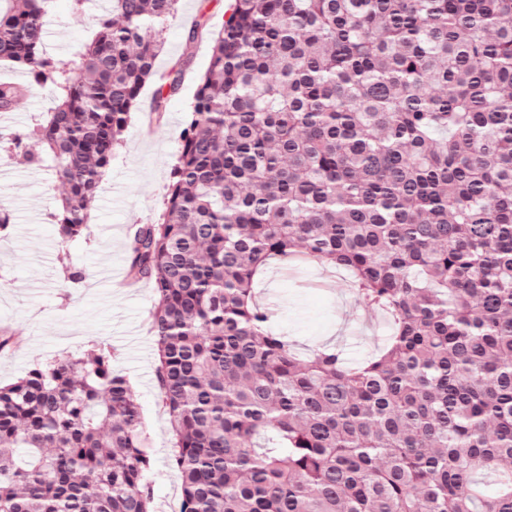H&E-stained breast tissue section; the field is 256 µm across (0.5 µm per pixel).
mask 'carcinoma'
Wrapping results in <instances>:
<instances>
[{
	"instance_id": "obj_1",
	"label": "carcinoma",
	"mask_w": 512,
	"mask_h": 512,
	"mask_svg": "<svg viewBox=\"0 0 512 512\" xmlns=\"http://www.w3.org/2000/svg\"><path fill=\"white\" fill-rule=\"evenodd\" d=\"M49 0H0V61L51 86L33 129L90 206L178 0H112L78 58L44 52ZM207 36L159 220L128 275L152 283L159 397L180 512H512V0H234ZM20 85L0 83V112ZM348 271L390 335L351 365L303 355L255 301L259 271ZM142 414L100 350L0 386V512H152Z\"/></svg>"
}]
</instances>
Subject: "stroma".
<instances>
[{"instance_id": "1", "label": "stroma", "mask_w": 512, "mask_h": 512, "mask_svg": "<svg viewBox=\"0 0 512 512\" xmlns=\"http://www.w3.org/2000/svg\"><path fill=\"white\" fill-rule=\"evenodd\" d=\"M228 8V0H180L166 26L157 71L187 65L182 89L155 122L147 108L154 88H144L143 106L132 113L92 202L91 230L67 244L60 242L52 221L61 189L50 168L29 165L23 151L10 146L12 137L27 135L55 108L56 94L33 85L25 68L0 62V83L30 88L24 109L0 112V207L11 216L0 240V331L13 338L0 348V384L10 385L59 358H78L97 348L110 352L113 370L128 379L141 407L155 512H178L182 491L169 461L172 432L157 387L154 296L146 282L116 287L112 273L128 268L132 228L154 222L162 210L196 79L209 65L208 44L189 43L187 32L196 23L221 28ZM101 11L100 0H51L44 18L48 54L61 61L76 58ZM72 265L83 268L82 280H66ZM256 288L260 302L270 308L272 327L299 347L338 344L357 362L385 339L384 315L359 303L344 270L312 265L296 272L272 264L259 274Z\"/></svg>"}]
</instances>
